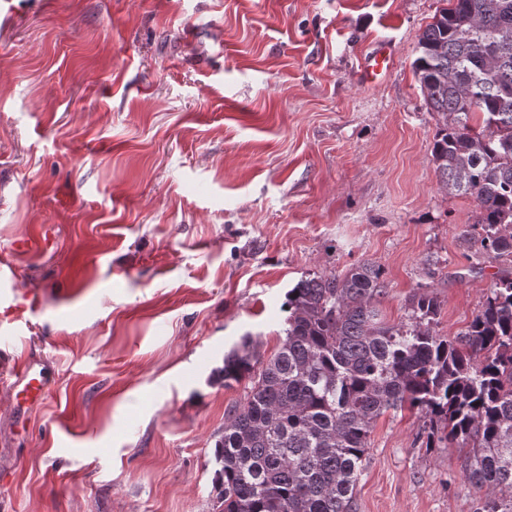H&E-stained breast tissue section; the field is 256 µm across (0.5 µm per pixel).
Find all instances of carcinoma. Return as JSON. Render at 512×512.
<instances>
[{
	"mask_svg": "<svg viewBox=\"0 0 512 512\" xmlns=\"http://www.w3.org/2000/svg\"><path fill=\"white\" fill-rule=\"evenodd\" d=\"M446 2L413 62L442 118L431 156L442 187L477 203L471 238L483 254L511 260L512 0ZM387 288L369 262L304 276L271 357L249 336L224 355V385L249 390L216 444L218 512H356L373 423L406 404L428 421L425 447L467 449L468 481L499 489L482 512H512V276L453 340L436 331L440 303L426 292L410 299L407 322H385Z\"/></svg>",
	"mask_w": 512,
	"mask_h": 512,
	"instance_id": "1",
	"label": "carcinoma"
}]
</instances>
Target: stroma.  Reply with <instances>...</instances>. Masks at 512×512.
Instances as JSON below:
<instances>
[{"label":"stroma","instance_id":"1","mask_svg":"<svg viewBox=\"0 0 512 512\" xmlns=\"http://www.w3.org/2000/svg\"><path fill=\"white\" fill-rule=\"evenodd\" d=\"M443 0H0V512H215L214 447L280 346L302 276L368 261L406 321L427 287L459 336L507 266L442 189L412 63ZM393 50L372 86L365 54ZM49 393L15 418L16 366ZM416 411L371 432L357 512H478L465 451ZM5 265V267H4ZM11 268L4 263L0 266V306L7 310L18 307V297L12 282Z\"/></svg>","mask_w":512,"mask_h":512}]
</instances>
